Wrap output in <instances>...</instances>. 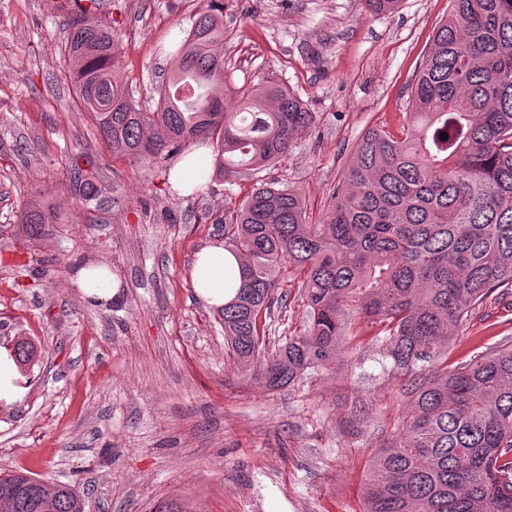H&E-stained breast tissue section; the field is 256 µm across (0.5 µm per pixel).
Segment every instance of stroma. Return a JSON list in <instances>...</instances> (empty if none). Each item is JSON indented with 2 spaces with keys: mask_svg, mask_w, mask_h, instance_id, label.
Instances as JSON below:
<instances>
[{
  "mask_svg": "<svg viewBox=\"0 0 512 512\" xmlns=\"http://www.w3.org/2000/svg\"><path fill=\"white\" fill-rule=\"evenodd\" d=\"M224 67L236 85L275 81L317 114L276 165L179 195L177 160L112 156L65 76L66 0H0V342L29 338L40 362L23 403L0 406V471L70 484L84 512H364L365 475L412 411L384 366L376 324L294 384L267 390L238 369L190 279L195 253L223 239L224 213L254 185L297 189L322 220L372 128L400 134L409 84L448 0H223ZM202 0H98L122 52L118 76L156 111L166 54ZM100 189L85 204L74 166ZM44 194L55 211L27 246L21 217ZM105 265L122 288L85 300L72 281ZM266 353L302 327L291 268ZM512 346V287L492 292L456 333L448 364Z\"/></svg>",
  "mask_w": 512,
  "mask_h": 512,
  "instance_id": "1",
  "label": "stroma"
}]
</instances>
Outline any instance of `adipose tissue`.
<instances>
[{"instance_id":"adipose-tissue-1","label":"adipose tissue","mask_w":512,"mask_h":512,"mask_svg":"<svg viewBox=\"0 0 512 512\" xmlns=\"http://www.w3.org/2000/svg\"><path fill=\"white\" fill-rule=\"evenodd\" d=\"M212 163L211 154L197 150L179 161L171 175L173 189L188 194L201 189ZM74 280L83 296L96 303H109L117 296L121 281L105 266H83L76 270ZM191 281L197 294L210 306L222 308L239 283V264L216 241L203 247L196 255Z\"/></svg>"}]
</instances>
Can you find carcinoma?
<instances>
[{"mask_svg": "<svg viewBox=\"0 0 512 512\" xmlns=\"http://www.w3.org/2000/svg\"><path fill=\"white\" fill-rule=\"evenodd\" d=\"M74 0L62 54L79 103L118 157L165 160L213 139L214 174L258 173L287 156L316 113L288 87L226 80L224 7L209 0L172 54L161 102L139 107L117 81L120 50L97 0ZM448 18L413 78L403 136L367 131L322 222L301 194L263 183L224 213V249L240 264L217 310L245 372L278 390L336 359L353 322L374 336L391 372L408 377L414 415L374 457L365 512H512V348L448 370L452 334L494 289L512 286V0H449ZM86 201L98 186L77 168ZM55 219L42 196L21 224L29 242ZM293 267L307 319L264 354L266 319ZM49 512H84L77 491L23 472Z\"/></svg>", "mask_w": 512, "mask_h": 512, "instance_id": "carcinoma-1", "label": "carcinoma"}]
</instances>
